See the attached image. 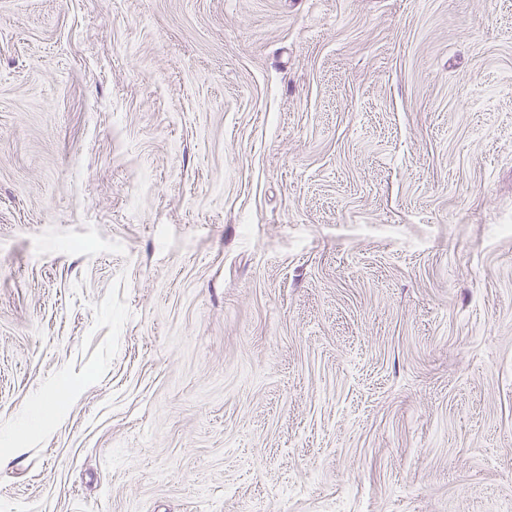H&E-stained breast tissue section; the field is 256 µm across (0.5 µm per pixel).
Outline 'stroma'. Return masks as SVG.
<instances>
[{"label": "stroma", "instance_id": "1", "mask_svg": "<svg viewBox=\"0 0 512 512\" xmlns=\"http://www.w3.org/2000/svg\"><path fill=\"white\" fill-rule=\"evenodd\" d=\"M512 0H0V512H499Z\"/></svg>", "mask_w": 512, "mask_h": 512}]
</instances>
